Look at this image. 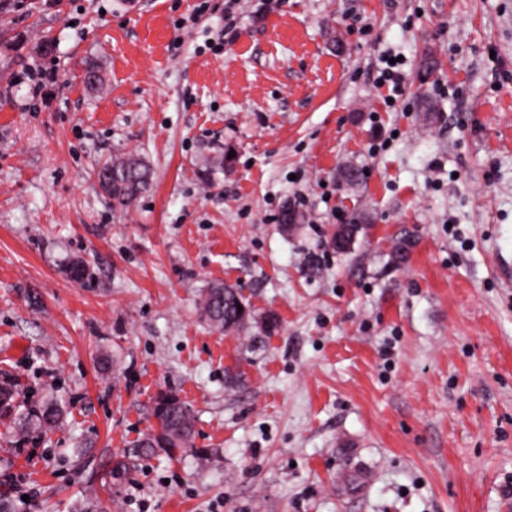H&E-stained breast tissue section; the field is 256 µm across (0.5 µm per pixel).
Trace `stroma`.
<instances>
[{
  "instance_id": "1",
  "label": "stroma",
  "mask_w": 512,
  "mask_h": 512,
  "mask_svg": "<svg viewBox=\"0 0 512 512\" xmlns=\"http://www.w3.org/2000/svg\"><path fill=\"white\" fill-rule=\"evenodd\" d=\"M224 3L0 0V512H512V0H238L229 44ZM217 282L250 323L204 319ZM161 392L191 446L115 471ZM101 189L112 198L115 207H129L150 185V169L133 153H119L96 171ZM63 413L61 405L56 400H52L45 404L40 413L36 415V421L31 419L29 422L23 423L21 430L32 429L33 426H37L40 430L54 428L60 423Z\"/></svg>"
}]
</instances>
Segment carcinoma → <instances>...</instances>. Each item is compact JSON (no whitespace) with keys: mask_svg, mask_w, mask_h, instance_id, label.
Listing matches in <instances>:
<instances>
[{"mask_svg":"<svg viewBox=\"0 0 512 512\" xmlns=\"http://www.w3.org/2000/svg\"><path fill=\"white\" fill-rule=\"evenodd\" d=\"M101 189L112 198L114 206L129 207L150 185V169L145 161L133 153H119L102 164L96 171ZM200 309L204 318L213 326L230 331L244 325L252 318V310L240 292L217 284L205 289L200 297ZM63 417V409L56 401H50L31 420L21 425V429L33 426L40 430L56 427ZM162 420L161 433H146L133 445L138 456L148 458L156 449L173 451L185 448L194 435V412L185 402L171 405L159 415Z\"/></svg>","mask_w":512,"mask_h":512,"instance_id":"obj_1","label":"carcinoma"}]
</instances>
